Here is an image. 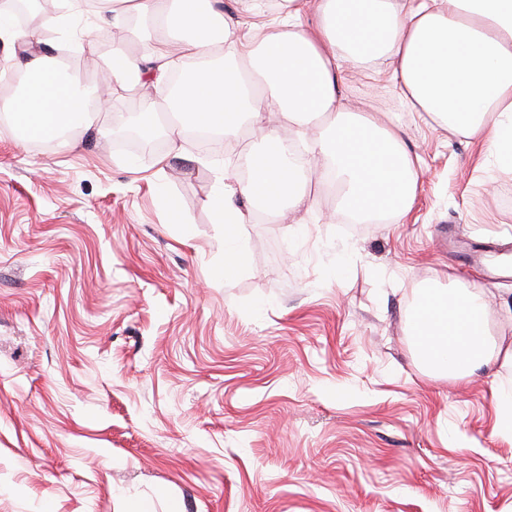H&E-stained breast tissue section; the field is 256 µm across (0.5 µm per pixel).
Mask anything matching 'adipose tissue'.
<instances>
[{"label":"adipose tissue","mask_w":512,"mask_h":512,"mask_svg":"<svg viewBox=\"0 0 512 512\" xmlns=\"http://www.w3.org/2000/svg\"><path fill=\"white\" fill-rule=\"evenodd\" d=\"M248 12L242 35L211 0H62L61 12L32 30L16 27L0 0V41L18 47L31 76L24 90L0 99V112L61 152L72 148V130H97L107 99L79 74L60 75L44 49L46 33L87 14L137 39L139 53H117L109 81L171 112L155 129L170 156L180 154L193 123L219 125L228 139L260 134L256 158L276 147L278 158L256 166L249 181L225 177L213 202L217 219L245 223V200L270 217L302 203L313 171L286 161L288 141L268 125L273 115L313 136L322 173L335 175L338 212L406 216L417 169L399 126L351 110L343 96L346 70L365 65L387 76L413 111L482 140L500 167L512 169V0H250ZM186 58L194 69L172 85V70ZM411 328L428 343L424 362L455 377L512 362V343L490 337L481 289H423Z\"/></svg>","instance_id":"ef3b65f1"}]
</instances>
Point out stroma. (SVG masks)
<instances>
[{
	"label": "stroma",
	"mask_w": 512,
	"mask_h": 512,
	"mask_svg": "<svg viewBox=\"0 0 512 512\" xmlns=\"http://www.w3.org/2000/svg\"><path fill=\"white\" fill-rule=\"evenodd\" d=\"M83 36L102 69L138 50L84 18L51 48ZM346 95L401 126L408 215L349 223L316 180L302 223L255 210L232 243L210 202L248 136L160 168L0 124V512H512V365L435 373L409 328L421 289L461 282L512 341V270L462 254H512V172L370 71Z\"/></svg>",
	"instance_id": "obj_1"
}]
</instances>
